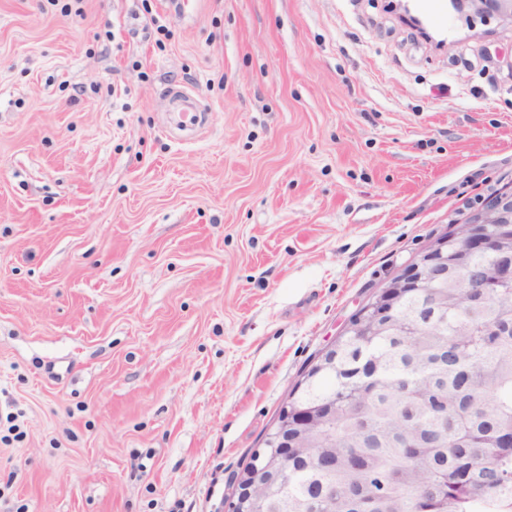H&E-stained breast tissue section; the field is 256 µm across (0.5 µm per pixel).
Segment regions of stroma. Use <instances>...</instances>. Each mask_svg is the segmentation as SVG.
Segmentation results:
<instances>
[{
	"mask_svg": "<svg viewBox=\"0 0 512 512\" xmlns=\"http://www.w3.org/2000/svg\"><path fill=\"white\" fill-rule=\"evenodd\" d=\"M510 64L451 0H0V512H228L315 357L512 192Z\"/></svg>",
	"mask_w": 512,
	"mask_h": 512,
	"instance_id": "35a3bbf8",
	"label": "stroma"
}]
</instances>
